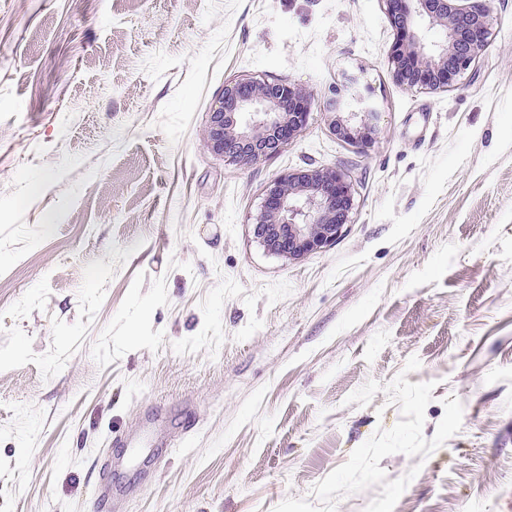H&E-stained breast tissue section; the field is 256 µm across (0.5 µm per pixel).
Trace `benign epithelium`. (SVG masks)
<instances>
[{
  "label": "benign epithelium",
  "mask_w": 512,
  "mask_h": 512,
  "mask_svg": "<svg viewBox=\"0 0 512 512\" xmlns=\"http://www.w3.org/2000/svg\"><path fill=\"white\" fill-rule=\"evenodd\" d=\"M400 36L389 61L396 81L408 90L444 89L479 56L490 36L489 9L459 0H384ZM444 38L428 42L422 26ZM311 91L298 84L234 81L209 112L204 146L230 162L256 163L268 142L288 143L308 122ZM352 203L346 175L336 169L284 174L267 188L254 222L265 249L289 260L330 247L347 223Z\"/></svg>",
  "instance_id": "benign-epithelium-1"
}]
</instances>
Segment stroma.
I'll return each instance as SVG.
<instances>
[{"instance_id": "1", "label": "stroma", "mask_w": 512, "mask_h": 512, "mask_svg": "<svg viewBox=\"0 0 512 512\" xmlns=\"http://www.w3.org/2000/svg\"><path fill=\"white\" fill-rule=\"evenodd\" d=\"M489 7L475 62L408 90L383 0H0V512H97L107 461L112 512H512V0ZM251 78L311 114L231 163L201 135ZM366 100L371 140L341 138ZM307 169L353 207L288 261L254 218ZM151 414L195 421L158 465Z\"/></svg>"}]
</instances>
